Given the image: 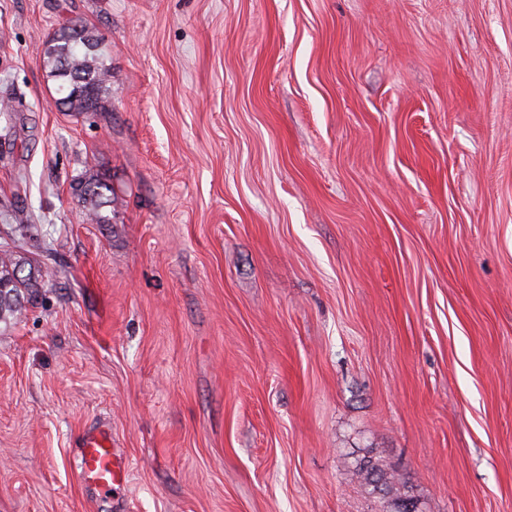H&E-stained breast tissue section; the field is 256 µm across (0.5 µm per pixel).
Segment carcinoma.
<instances>
[{"mask_svg":"<svg viewBox=\"0 0 512 512\" xmlns=\"http://www.w3.org/2000/svg\"><path fill=\"white\" fill-rule=\"evenodd\" d=\"M43 62L48 76L58 82L54 100L58 109L81 114L103 108L112 84V68L89 28L71 22L62 25L46 41ZM73 191L90 222L110 223L106 208L114 202V191L104 176L89 173L75 182ZM42 286L39 262L18 255L10 246L0 250V322L14 318ZM354 475L372 493L390 498L394 512H418L405 506L408 497L401 495L399 479L380 465L363 462L355 467Z\"/></svg>","mask_w":512,"mask_h":512,"instance_id":"cac0c4a2","label":"carcinoma"}]
</instances>
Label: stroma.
I'll return each mask as SVG.
<instances>
[{
  "label": "stroma",
  "instance_id": "obj_1",
  "mask_svg": "<svg viewBox=\"0 0 512 512\" xmlns=\"http://www.w3.org/2000/svg\"><path fill=\"white\" fill-rule=\"evenodd\" d=\"M70 21L105 111L54 105ZM1 101L0 238L52 258L0 323V512H382L364 455L512 512V0H0ZM43 62L58 81L55 106L63 112H99L112 84V68L93 32L76 23L63 24L46 41ZM77 89H80L79 92ZM93 94L91 107L86 103ZM72 189L91 223H110L112 218L105 213L107 207H111L110 212L112 213L114 191L104 176L98 173H86L84 177L77 179ZM80 477L104 491L123 483L128 475V463L115 448L106 433L88 435L80 448Z\"/></svg>",
  "mask_w": 512,
  "mask_h": 512
}]
</instances>
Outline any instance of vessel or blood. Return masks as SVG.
<instances>
[{
    "mask_svg": "<svg viewBox=\"0 0 512 512\" xmlns=\"http://www.w3.org/2000/svg\"><path fill=\"white\" fill-rule=\"evenodd\" d=\"M80 455V477L85 482L108 491L126 480L128 463L113 448L109 434L88 435L82 443Z\"/></svg>",
    "mask_w": 512,
    "mask_h": 512,
    "instance_id": "b4317fda",
    "label": "vessel or blood"
}]
</instances>
